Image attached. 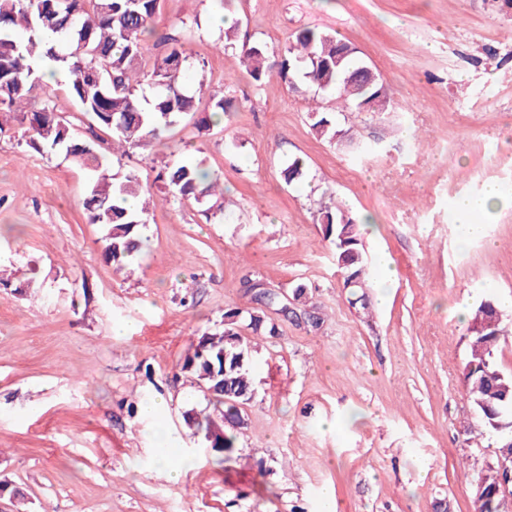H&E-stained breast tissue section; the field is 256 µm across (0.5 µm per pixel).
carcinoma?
<instances>
[{"mask_svg": "<svg viewBox=\"0 0 512 512\" xmlns=\"http://www.w3.org/2000/svg\"><path fill=\"white\" fill-rule=\"evenodd\" d=\"M158 0H0V112L20 113L32 131L26 146L43 154L62 151L73 164L89 168L93 177L84 202L88 220L107 228L103 255L122 268L141 247L140 226L148 210L150 193L138 176L129 172L120 180L102 164L94 146L69 129L52 101L37 99L40 67L50 64L67 73L69 96L96 125L112 132V154H126L160 138L185 115L197 116L196 125L208 129L219 124L216 116L228 112L232 99L209 94L211 109H196L194 89L183 83L187 56L180 31L159 37L164 51L151 56L147 35L152 32ZM243 63L251 78L262 82L276 72L283 78L297 77L322 92H334L354 107L374 101L373 111L387 110L383 86L368 87L354 78L365 63L357 51L341 44L336 36L316 28L299 31L278 57L270 58L260 42L239 44ZM311 128L323 140H336V122L323 112L311 113ZM205 159L193 157L164 164L157 179L180 200L207 204L223 210V196L204 169ZM130 197L142 198L141 208L130 211ZM324 238L336 254V262L349 290L350 303L368 309L365 251L361 223L343 205L320 212ZM255 301L260 308L249 316L254 334L274 336L277 326L265 320V309L288 308L277 294L256 282ZM239 311L224 312V330L204 333L182 370L199 384L214 388L208 414L191 412L186 423L208 436L224 435V448H236L238 430L245 420L237 403L250 400L252 380L243 358L244 338L235 331ZM469 355L464 365L465 386L473 408L483 404L489 412L481 418L484 430L500 448L512 442V374L497 366L501 336L505 335L503 313L488 299L471 314L468 325Z\"/></svg>", "mask_w": 512, "mask_h": 512, "instance_id": "carcinoma-1", "label": "carcinoma"}]
</instances>
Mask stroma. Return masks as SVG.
<instances>
[{
    "label": "stroma",
    "mask_w": 512,
    "mask_h": 512,
    "mask_svg": "<svg viewBox=\"0 0 512 512\" xmlns=\"http://www.w3.org/2000/svg\"><path fill=\"white\" fill-rule=\"evenodd\" d=\"M214 0H158L155 27H184L188 75L233 106L220 125L185 117L144 150L113 161L154 197L141 251L116 270L89 223L88 179L64 153L27 151L24 124L0 123V512H473L472 481L495 444L466 393L467 317L512 296V7L504 0H230L238 40L279 55L301 29L345 40L378 75L386 111L273 74L242 71ZM203 62L197 71L195 62ZM74 132L111 153V134L64 85L43 83ZM343 136L315 137L309 110ZM202 154L226 208L176 200L155 176L173 155ZM305 174L286 183L289 159ZM504 195L485 238L460 247L455 202L487 184ZM348 205L361 222L370 280L394 271L383 305L353 308L319 222ZM262 282L294 317L268 309L254 335L246 282ZM303 297H296L297 287ZM318 308L312 324L299 311ZM249 344L254 397L234 452L216 464L185 423L208 400L182 364L224 328ZM135 321L132 336L115 333ZM164 400L155 420L145 399ZM169 440L185 456L171 480L154 460Z\"/></svg>",
    "instance_id": "stroma-1"
}]
</instances>
